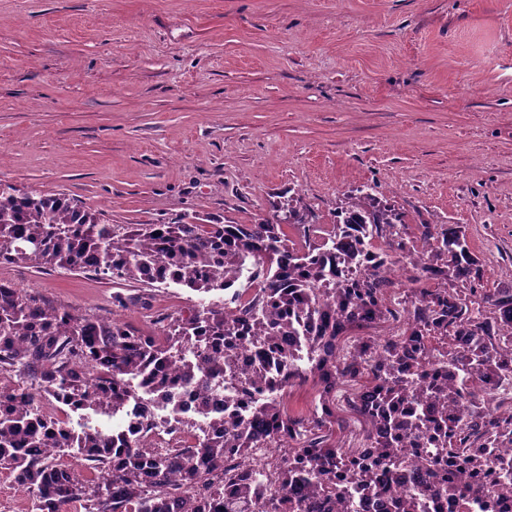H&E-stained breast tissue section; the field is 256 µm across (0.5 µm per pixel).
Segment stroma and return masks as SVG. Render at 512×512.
<instances>
[{"mask_svg": "<svg viewBox=\"0 0 512 512\" xmlns=\"http://www.w3.org/2000/svg\"><path fill=\"white\" fill-rule=\"evenodd\" d=\"M0 181L112 224H255L298 194L325 237L367 185L460 224L512 285V0H0ZM0 281L162 335L88 273Z\"/></svg>", "mask_w": 512, "mask_h": 512, "instance_id": "obj_1", "label": "stroma"}]
</instances>
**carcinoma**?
Returning a JSON list of instances; mask_svg holds the SVG:
<instances>
[{
  "mask_svg": "<svg viewBox=\"0 0 512 512\" xmlns=\"http://www.w3.org/2000/svg\"><path fill=\"white\" fill-rule=\"evenodd\" d=\"M299 199L290 196L272 205V214L258 224H198L180 215L166 224H108L63 194L25 191L0 182V257L11 264L90 272L116 284L139 283L149 288L171 283L209 298L206 305L177 314H159L154 323L168 328L162 339L144 334L120 319L77 314L52 306L19 288L0 287V375L32 390L13 393L0 386V470L15 476L23 487L46 492L42 508L65 512L73 496L90 498L88 512H168L170 498L181 496L185 512H252L254 489L260 480L239 484L237 496L220 507L183 495L184 489L214 477L228 482L236 475L224 468V458L241 454L256 441L261 428L283 423L297 429L296 444L319 466L336 453L333 431L345 420L333 411L308 416L286 413L278 401L260 405L249 418L236 413L187 423L198 443L170 460L150 448L117 453L104 435L69 436L64 424L52 430L37 411L36 401L69 392L106 414L121 402V378L141 376L149 391L169 388L167 368L181 361L186 343L196 347L200 365L214 374L232 367L231 359L210 351L231 348L254 336L257 359L281 367L292 354L293 337H306L311 364L302 381H320L336 367L345 336L353 329L388 321L377 299L389 287L381 267L400 251H408L405 281L422 289L415 321L402 336L383 340L385 350L399 353L404 340L430 327L448 337L451 371L474 375L470 358L456 348L455 337L478 338L481 366L512 372V286L488 288L480 261L461 224L410 226L404 215L381 200L369 186L347 194L336 212L327 240H310L316 225L309 223ZM307 227L305 245L286 243L284 227ZM365 262L362 279L341 276L340 265ZM264 285L261 301L239 302L234 311L211 299L242 280ZM90 365L95 389L77 382V362ZM484 389L474 387V404L457 421L465 441L477 446L494 423L480 410ZM33 448H69L78 464L66 479L55 477Z\"/></svg>",
  "mask_w": 512,
  "mask_h": 512,
  "instance_id": "carcinoma-1",
  "label": "carcinoma"
}]
</instances>
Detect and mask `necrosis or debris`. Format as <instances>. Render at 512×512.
<instances>
[{
    "label": "necrosis or debris",
    "instance_id": "necrosis-or-debris-1",
    "mask_svg": "<svg viewBox=\"0 0 512 512\" xmlns=\"http://www.w3.org/2000/svg\"><path fill=\"white\" fill-rule=\"evenodd\" d=\"M413 344L422 350L423 364L404 352L392 362L407 378L409 398L420 402L424 419L403 432L398 447L389 445L388 393L375 379L378 367L387 360L375 339L365 336L342 353V361H356L358 370L352 377L337 379L329 403L346 404L353 390L364 388L360 406L372 423L354 428L337 448L336 461L324 476V493L313 499L302 496L303 477L295 472L297 457L271 454L272 444L288 439L283 429H268L250 458L235 460V471L246 476L264 474L263 497L274 500L278 512H512V490L502 489L494 478L501 461L512 460V420L499 421L485 441L481 458H473L468 449L460 454L450 451L443 427L456 418L458 409L469 406L473 384L457 383L453 402L422 401L423 392L447 384L448 357L431 332H422ZM253 355L249 345L234 350L235 379L218 375L203 382L183 379L164 397L146 392L137 375H127L122 382L126 396L111 416L110 435L125 444L135 438L170 455L192 441L181 430L183 420L224 415L225 397L238 389H246L249 400L257 404L280 399V390L257 382L260 370ZM40 412L50 421L65 420L68 430L78 435L101 429L85 404L63 396L42 402ZM132 429L137 432L133 438L128 435ZM287 468L295 475L283 489L276 476Z\"/></svg>",
    "mask_w": 512,
    "mask_h": 512
}]
</instances>
